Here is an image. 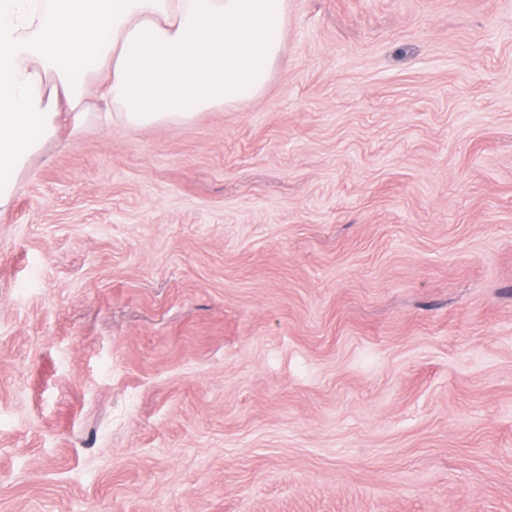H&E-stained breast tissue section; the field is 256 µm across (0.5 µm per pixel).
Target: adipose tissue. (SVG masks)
Masks as SVG:
<instances>
[{
  "instance_id": "adipose-tissue-1",
  "label": "adipose tissue",
  "mask_w": 512,
  "mask_h": 512,
  "mask_svg": "<svg viewBox=\"0 0 512 512\" xmlns=\"http://www.w3.org/2000/svg\"><path fill=\"white\" fill-rule=\"evenodd\" d=\"M288 0H0V213L59 119L102 111L131 128L255 97L280 57Z\"/></svg>"
}]
</instances>
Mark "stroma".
I'll return each instance as SVG.
<instances>
[{
	"mask_svg": "<svg viewBox=\"0 0 512 512\" xmlns=\"http://www.w3.org/2000/svg\"><path fill=\"white\" fill-rule=\"evenodd\" d=\"M0 512H512V0H288L254 99L48 142Z\"/></svg>",
	"mask_w": 512,
	"mask_h": 512,
	"instance_id": "obj_1",
	"label": "stroma"
}]
</instances>
